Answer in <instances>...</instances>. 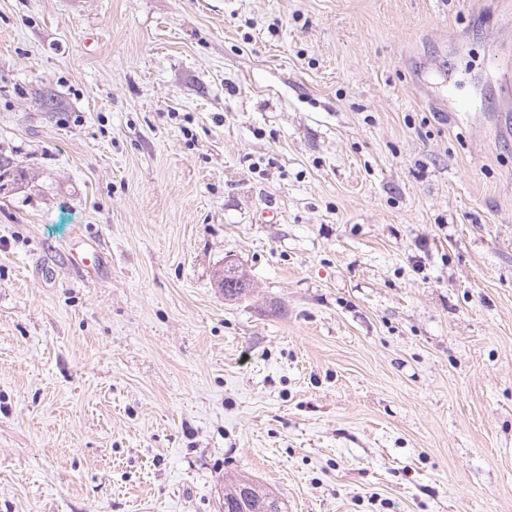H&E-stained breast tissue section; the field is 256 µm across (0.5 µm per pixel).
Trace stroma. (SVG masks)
Masks as SVG:
<instances>
[{
  "label": "stroma",
  "mask_w": 512,
  "mask_h": 512,
  "mask_svg": "<svg viewBox=\"0 0 512 512\" xmlns=\"http://www.w3.org/2000/svg\"><path fill=\"white\" fill-rule=\"evenodd\" d=\"M0 153V512H512V0H0ZM234 259L228 258L224 261V265L222 269L219 270L216 274L214 273V281L217 288H223L224 286V298L225 300H236L243 296H246L247 288H250V279L247 278L243 283H239V281L234 282V286L230 285L228 280H224V274L227 273V267L231 265V261ZM224 267V268H223ZM224 512H288L281 498L246 475H224ZM230 507L234 510L230 511ZM264 509V511H261Z\"/></svg>",
  "instance_id": "35a3bbf8"
}]
</instances>
